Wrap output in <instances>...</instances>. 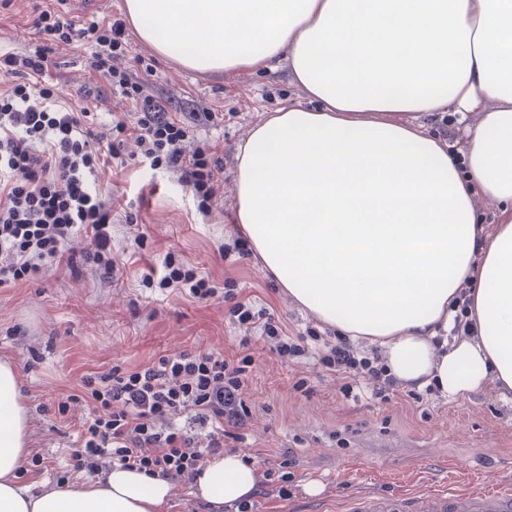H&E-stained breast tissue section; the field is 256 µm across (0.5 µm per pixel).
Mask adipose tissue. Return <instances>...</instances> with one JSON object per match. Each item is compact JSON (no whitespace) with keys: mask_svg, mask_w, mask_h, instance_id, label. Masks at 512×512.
<instances>
[{"mask_svg":"<svg viewBox=\"0 0 512 512\" xmlns=\"http://www.w3.org/2000/svg\"><path fill=\"white\" fill-rule=\"evenodd\" d=\"M139 38L198 72L287 56L311 109L288 106L238 149L236 221L280 285L348 338L383 350L407 384L512 395V0H125ZM477 114L462 156L429 136ZM497 203L493 231L479 200ZM469 335L452 331L458 297ZM26 410L0 363V512H163L166 479L115 468L31 493ZM236 453L210 459L199 496L251 497Z\"/></svg>","mask_w":512,"mask_h":512,"instance_id":"obj_1","label":"adipose tissue"}]
</instances>
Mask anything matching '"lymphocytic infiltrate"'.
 <instances>
[{
    "mask_svg": "<svg viewBox=\"0 0 512 512\" xmlns=\"http://www.w3.org/2000/svg\"><path fill=\"white\" fill-rule=\"evenodd\" d=\"M56 2L32 20L41 44L21 55H0V69L18 78L0 90V286L35 279L53 262L114 283L112 202L97 191L95 181L102 162L118 156L119 136H133L152 166L188 186L200 214L209 215L224 199L212 147L192 137L193 122H216V113L181 119L171 99L147 93L131 70L115 67L129 50L121 20L79 28L66 16V0ZM83 39L95 44L91 68L105 74L113 92L133 106L113 113L108 130L101 132L88 108L52 105L54 91L41 81L50 54ZM142 283L200 300L217 294L208 277L172 253L166 254L162 273H147ZM229 312L240 331L273 343L281 359L301 364L312 358L335 376L370 375L375 397L397 384L386 366L359 356L346 337L329 343L312 328L287 335L275 320L261 319L240 301ZM252 364L249 354L227 358L196 349L159 356L133 371L115 366L83 377L82 397L90 413L80 425L71 469L60 473L58 484L68 483L74 471L99 476L120 466L177 487L195 485L208 459L235 451L246 440L252 410L242 388Z\"/></svg>",
    "mask_w": 512,
    "mask_h": 512,
    "instance_id": "lymphocytic-infiltrate-1",
    "label": "lymphocytic infiltrate"
}]
</instances>
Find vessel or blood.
Listing matches in <instances>:
<instances>
[{"instance_id": "b4317fda", "label": "vessel or blood", "mask_w": 512, "mask_h": 512, "mask_svg": "<svg viewBox=\"0 0 512 512\" xmlns=\"http://www.w3.org/2000/svg\"><path fill=\"white\" fill-rule=\"evenodd\" d=\"M352 512H512V491L428 490L410 497L378 491L359 499Z\"/></svg>"}]
</instances>
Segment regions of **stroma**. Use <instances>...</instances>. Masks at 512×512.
Listing matches in <instances>:
<instances>
[{
  "label": "stroma",
  "mask_w": 512,
  "mask_h": 512,
  "mask_svg": "<svg viewBox=\"0 0 512 512\" xmlns=\"http://www.w3.org/2000/svg\"><path fill=\"white\" fill-rule=\"evenodd\" d=\"M54 0H10L0 7V53L32 49L36 7ZM68 17L77 25L105 23L124 16V0H68ZM131 56L118 60L133 69L151 94L194 101L203 112L224 116L218 125L198 124L196 139L215 145L222 166L224 201L201 218L188 187L162 168L139 157L133 139L120 148V159L102 168L96 186L111 198L116 224L112 251L120 258L116 286L92 275L73 279L57 264L37 279L0 287V362L14 365L29 414V445L51 463L43 472L23 467L22 480L32 492L55 488L56 469L67 468L78 426L90 409L74 403L68 421L39 411L40 403L75 393L82 376L113 364L135 369L167 354L200 347L234 355L249 347L253 371L243 396L253 405L237 451L291 449L292 495L281 500L255 495L256 512H342L345 502L373 490L411 495L426 488L479 491L512 481V402L492 388L451 399L437 390L399 385L387 399L353 401L340 392L341 381L314 362L303 367L283 363L262 342L243 344L229 319V301L191 298L179 290L142 285L149 267L160 266L168 252L198 268L217 287L234 290L239 301L265 309L287 335L319 327L325 339L337 329L320 325L267 274L258 255L241 259L218 253L238 232L235 222L237 147L266 117L288 103H305L301 87L288 74L287 60L276 70L257 66L221 75L190 71L158 57L130 34ZM93 48L77 43L51 57L45 75L59 101L107 79L89 66ZM147 246L138 249L137 234ZM312 391H294L296 373ZM319 494H309L310 484Z\"/></svg>",
  "instance_id": "stroma-1"
}]
</instances>
